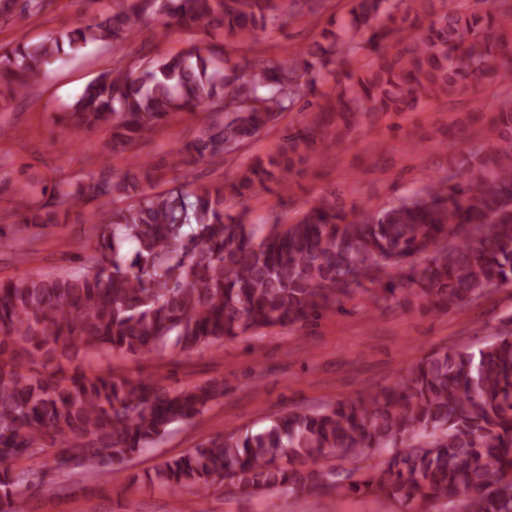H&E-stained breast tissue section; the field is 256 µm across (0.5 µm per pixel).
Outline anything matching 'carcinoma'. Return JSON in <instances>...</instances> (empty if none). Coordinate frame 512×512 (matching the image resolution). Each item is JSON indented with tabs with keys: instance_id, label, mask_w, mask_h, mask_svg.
Here are the masks:
<instances>
[{
	"instance_id": "1",
	"label": "carcinoma",
	"mask_w": 512,
	"mask_h": 512,
	"mask_svg": "<svg viewBox=\"0 0 512 512\" xmlns=\"http://www.w3.org/2000/svg\"><path fill=\"white\" fill-rule=\"evenodd\" d=\"M273 0H118L100 22L20 38L0 52V98L22 94L46 67L90 44L123 42L134 24L201 28L249 40L276 20ZM349 16L288 62L226 65L221 52L192 48L91 82L68 114L70 132L112 128L106 154L181 112L223 114L176 151L185 169L232 153L301 98L304 77L336 52L357 65L307 102L280 149L232 180L147 193L139 178L56 185L55 209L32 205L37 185L16 190L21 220L0 239L33 245L32 229L57 209L126 196L100 208L86 267L0 281V512H26L32 465L38 490L55 478L100 473L158 443L174 424L201 415L221 385L180 390L158 379L114 378L53 364L117 352L140 356L169 342L187 351L220 347L250 330L310 323L358 295L401 297L416 310L450 311L512 284V97H493L482 116L464 112L437 129L458 158L415 192L375 212L325 196L292 224H246L224 204L256 187L284 185L295 161L345 141L381 119L431 102H452L473 82L512 86V0H453L423 26L432 0H408L415 17L392 29L397 47L364 39L386 0H351ZM331 462L314 468L320 459ZM26 463L22 469L18 464ZM173 493L207 494L228 480L247 494L320 498L349 490L417 509L512 512V313L476 343L435 351L378 391L321 409H290L256 432L228 430L155 474Z\"/></svg>"
}]
</instances>
